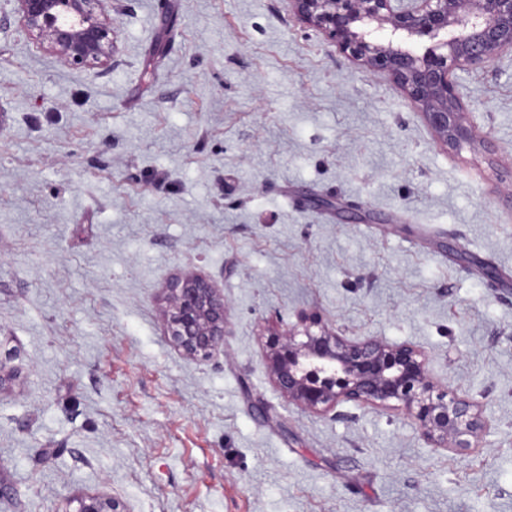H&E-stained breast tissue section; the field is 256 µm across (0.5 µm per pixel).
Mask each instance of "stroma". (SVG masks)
I'll list each match as a JSON object with an SVG mask.
<instances>
[{
    "instance_id": "obj_1",
    "label": "stroma",
    "mask_w": 512,
    "mask_h": 512,
    "mask_svg": "<svg viewBox=\"0 0 512 512\" xmlns=\"http://www.w3.org/2000/svg\"><path fill=\"white\" fill-rule=\"evenodd\" d=\"M103 10L81 70L0 0V512H512V49L456 71L453 149L287 0ZM184 273L224 297L205 361L162 316ZM305 313L417 346L487 434L288 403L266 342ZM71 503H76L75 510L64 512H128L116 498L104 493H85L74 497Z\"/></svg>"
}]
</instances>
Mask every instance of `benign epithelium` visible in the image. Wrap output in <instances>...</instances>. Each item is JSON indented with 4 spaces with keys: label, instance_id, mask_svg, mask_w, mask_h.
<instances>
[{
    "label": "benign epithelium",
    "instance_id": "7a95c632",
    "mask_svg": "<svg viewBox=\"0 0 512 512\" xmlns=\"http://www.w3.org/2000/svg\"><path fill=\"white\" fill-rule=\"evenodd\" d=\"M20 22L62 64L94 69L112 63L115 31L103 0H15ZM297 18L339 53L388 74L447 146L475 140L454 79L512 49V0H289ZM427 42L423 54L412 51ZM168 335L186 356L207 360L224 345V298L207 281L171 280L163 306ZM266 362L289 402L326 415L344 402L397 409L433 448L463 451L488 430L480 403L441 384L426 357L406 342L350 339L314 315L273 336ZM67 512H128L116 498L85 493Z\"/></svg>",
    "mask_w": 512,
    "mask_h": 512
}]
</instances>
